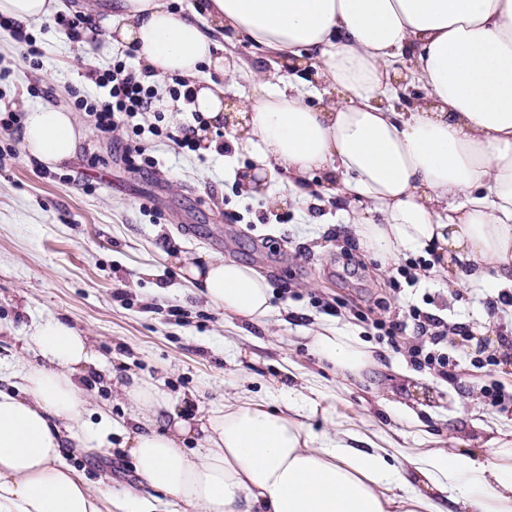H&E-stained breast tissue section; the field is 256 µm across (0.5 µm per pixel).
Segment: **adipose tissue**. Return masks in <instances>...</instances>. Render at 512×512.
Returning a JSON list of instances; mask_svg holds the SVG:
<instances>
[{
  "label": "adipose tissue",
  "instance_id": "adipose-tissue-1",
  "mask_svg": "<svg viewBox=\"0 0 512 512\" xmlns=\"http://www.w3.org/2000/svg\"><path fill=\"white\" fill-rule=\"evenodd\" d=\"M103 24L156 78L188 80L194 107L232 146H252L257 186L288 177V199L308 203L311 183L341 201L339 229L382 270L405 251L437 250L432 275L448 289L487 280L512 287V0H110ZM247 43L292 64L257 73L234 111L226 83L247 68ZM425 94L394 107L400 82ZM87 128L52 105L29 110L21 147L55 167L75 158ZM197 293L225 317L255 325L275 312L255 268L200 253L181 261ZM33 353L16 391L0 390V512H152L131 491L114 494L60 463L63 439L100 450L109 416L86 420L85 380L108 366L86 333L50 316L22 336ZM309 342L342 378L378 363L346 329L322 325ZM118 389L135 428L128 452L142 485L191 512H512V466L454 451L420 450L407 467L385 449L343 438L257 402H228L192 422L155 418L173 408L149 378ZM199 436L200 448L185 442Z\"/></svg>",
  "mask_w": 512,
  "mask_h": 512
}]
</instances>
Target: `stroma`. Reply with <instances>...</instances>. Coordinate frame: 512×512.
Here are the masks:
<instances>
[{
	"mask_svg": "<svg viewBox=\"0 0 512 512\" xmlns=\"http://www.w3.org/2000/svg\"><path fill=\"white\" fill-rule=\"evenodd\" d=\"M104 26L76 41L54 22L36 27L44 66L32 69L8 30L0 29V109L17 113L48 103L71 106L72 92L95 94L87 74L128 57ZM185 102L165 106L168 136L133 135L157 159L155 173L128 169L120 153L88 135L68 163L40 171L21 148L18 130L0 131V388L14 382L24 352L19 338L32 320L59 317L92 337L112 372L94 376L87 393L112 415L104 455L63 446L60 461L113 493L141 486L124 443L130 407L115 382L135 373L160 382L188 417L205 416L224 400H254L287 411L299 407L316 434L357 432L365 442L402 456L416 448H446L486 461V441L512 429V403L487 407L485 370L474 351L453 347L454 380L411 364V336L382 339L376 320L410 306L448 323L512 336V315H487L493 287L448 294L435 280L392 288L376 261L337 233L335 200L318 197L297 209L274 208L244 191L254 162L232 148L224 131L218 153L180 150L174 138L192 123ZM238 213L240 221L228 222ZM198 252L250 265L268 279L286 313L266 326L226 320L195 295L169 259ZM351 324L381 368L370 381L342 379L309 347L308 329L324 321Z\"/></svg>",
	"mask_w": 512,
	"mask_h": 512,
	"instance_id": "obj_1",
	"label": "stroma"
}]
</instances>
